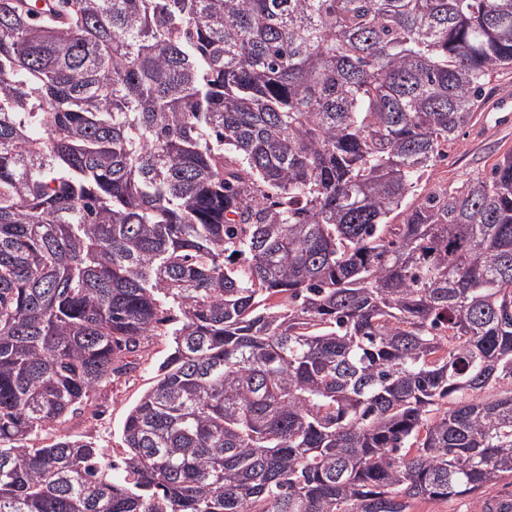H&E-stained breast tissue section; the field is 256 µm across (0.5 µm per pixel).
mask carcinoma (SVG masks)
<instances>
[{
  "label": "carcinoma",
  "mask_w": 512,
  "mask_h": 512,
  "mask_svg": "<svg viewBox=\"0 0 512 512\" xmlns=\"http://www.w3.org/2000/svg\"><path fill=\"white\" fill-rule=\"evenodd\" d=\"M0 0V512H409L512 477V152L430 185L512 0ZM171 347L117 465L54 428Z\"/></svg>",
  "instance_id": "obj_1"
}]
</instances>
